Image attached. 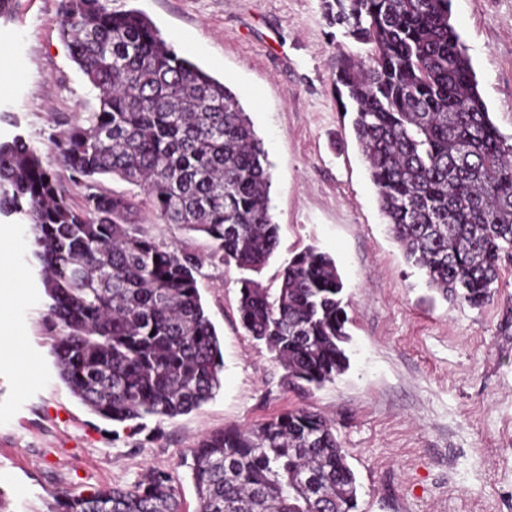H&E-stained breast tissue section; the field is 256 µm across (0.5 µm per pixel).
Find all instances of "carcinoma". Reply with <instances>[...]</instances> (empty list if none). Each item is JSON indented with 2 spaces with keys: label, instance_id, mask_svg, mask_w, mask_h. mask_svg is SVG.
<instances>
[{
  "label": "carcinoma",
  "instance_id": "carcinoma-1",
  "mask_svg": "<svg viewBox=\"0 0 512 512\" xmlns=\"http://www.w3.org/2000/svg\"><path fill=\"white\" fill-rule=\"evenodd\" d=\"M110 0H64L72 61L98 106L51 141L62 183L21 135L0 140V215L28 225L59 379L117 423L173 418L221 387L218 337L201 303L198 258L144 233L139 187L157 223L204 233L224 266L258 271L276 251L262 140L236 95L178 55L153 22ZM451 0H322L326 24L365 46L336 56L335 85L393 238L426 284L478 307L512 254V145L490 119ZM239 318L288 384L308 392L349 366L344 284L307 247L272 291L242 278ZM196 512H357V478L322 416L296 408L226 428L190 449ZM170 473L64 492L54 512H181Z\"/></svg>",
  "mask_w": 512,
  "mask_h": 512
}]
</instances>
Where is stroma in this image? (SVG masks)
I'll use <instances>...</instances> for the list:
<instances>
[{"label":"stroma","instance_id":"obj_1","mask_svg":"<svg viewBox=\"0 0 512 512\" xmlns=\"http://www.w3.org/2000/svg\"><path fill=\"white\" fill-rule=\"evenodd\" d=\"M62 0H21L0 20V66L21 70L0 85V138L22 135L41 152L98 103L59 33ZM135 9L176 52L239 99L270 162L275 255L256 273L276 289L291 257L316 246L336 262L352 341L347 371L303 394L265 344L242 327L240 273L214 262L199 232L155 223L143 229L195 253L202 303L220 342L222 386L200 408L141 426L106 421L71 395L50 353L49 299L29 264L26 225L0 218L17 245L25 286L15 329L38 365L21 380L0 358V512H48L57 494L126 486L146 470L173 474L194 512L191 474L180 461L204 433L252 427L307 407L336 428L358 483V512H512V261L493 299L451 303L408 264L379 210L353 136L351 113L334 95L336 54L320 0H111ZM478 90L512 143V0H451Z\"/></svg>","mask_w":512,"mask_h":512}]
</instances>
